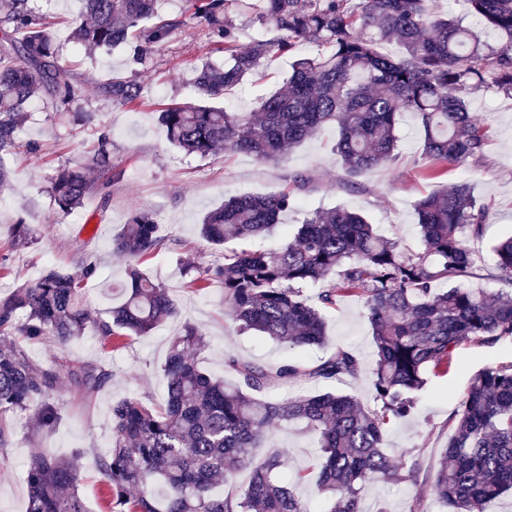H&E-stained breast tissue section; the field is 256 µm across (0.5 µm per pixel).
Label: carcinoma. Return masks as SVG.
<instances>
[{"label": "carcinoma", "mask_w": 512, "mask_h": 512, "mask_svg": "<svg viewBox=\"0 0 512 512\" xmlns=\"http://www.w3.org/2000/svg\"><path fill=\"white\" fill-rule=\"evenodd\" d=\"M85 20L71 34L89 52L133 47L148 62L146 46L166 41L179 22L155 14L157 0H81ZM210 38L224 47V66H193L201 97L216 99L239 87L271 54L294 51L302 40L325 51L298 57L284 87L253 112L207 105H171L158 112L168 141L203 159L245 152L263 161L328 129L343 167L362 174L398 157L396 124L403 113L418 120L426 175L448 163L480 156L487 123L470 111L468 95L494 76L512 97V0H467L470 25L437 15L428 0H260L258 20L272 37L241 50L235 43L233 7L243 0H186ZM38 0H0V155L17 146V133L38 95L67 106L76 88L53 65L56 48L42 29ZM382 42L400 52L389 55ZM98 96L123 106L143 104L142 88L127 77L97 87ZM91 166L108 185L123 176L112 155V136L102 130ZM94 183L62 168L50 192L64 214L77 209ZM295 206L287 191L234 196L207 212L203 238L216 246L269 235ZM421 246L401 248L377 234L365 216L336 206L312 213L292 241L271 250H230L224 263L191 267L190 283L216 280L224 303L242 331H256L289 347L322 346L321 310L343 297L360 299L375 345L372 393L364 409L350 394L324 392L284 400L263 397L277 382L341 381L363 371L356 353L339 348L308 364L292 357L275 371L229 354L224 368L232 383L206 372L195 355L206 347L204 331L187 323L169 343L164 365L165 398L149 407L135 396L112 405V442L96 464L119 512H314L296 486L276 477L285 452L258 457L269 431L301 424L317 437L322 460L317 493L334 498L330 512H363L364 491L381 481L413 480L416 471L397 466L384 452L388 425L411 414L426 376L448 375L464 342L495 345L512 340V290L490 293L463 281L479 276L468 240L483 235L488 207L467 182L442 187L416 202ZM165 241L148 213H131L112 238V251L137 261L161 251ZM492 251L498 277L512 286V237ZM336 273L318 297L300 288ZM54 267L0 296V449L9 447L14 418L35 410L32 434L61 420L54 400L61 373L70 389L87 396L105 386L108 374L94 364L62 371L32 360L15 336L54 338L66 344L92 325L105 341L122 334L145 336L178 315L168 291L131 266L121 301L104 319L80 305L79 279ZM451 433L431 480L434 496L450 512H484V505L512 492V362L487 368L471 380L449 419ZM31 452L24 468L27 512H87L79 494L78 461ZM247 469L250 480L237 495H218Z\"/></svg>", "instance_id": "carcinoma-1"}]
</instances>
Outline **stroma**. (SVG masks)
<instances>
[{
    "label": "stroma",
    "instance_id": "obj_1",
    "mask_svg": "<svg viewBox=\"0 0 512 512\" xmlns=\"http://www.w3.org/2000/svg\"><path fill=\"white\" fill-rule=\"evenodd\" d=\"M41 5L48 30L59 46L55 64L78 91L69 109L83 113L85 120L70 124L59 116L53 100L44 96L31 103L32 117L18 133L19 146L4 159L10 179L0 187V256L6 257L10 273L0 279V286L8 290L36 281L48 265L72 274L91 266L96 273L82 283V303L95 311H109L112 289L124 280L127 267L126 259L113 253L112 238L131 212L145 210L153 213L166 244L142 260L139 268L167 288L179 314L148 335L123 337L109 344L91 328L67 344L25 342L28 355L39 363H92L108 373L109 381L94 395L81 397L74 395L67 379H60L55 399L62 419L36 441L28 439L31 414L14 419L12 443L0 452V512H26L23 464L35 446L60 457L85 449L79 494L87 512H107L94 454L106 451L111 442V405L130 395L149 405L162 402L168 340L185 323L203 327L207 346L198 362L219 377L225 374L224 357L228 354L270 368L293 356V349L286 345L254 332H240L224 303L220 283L201 290L185 285L189 266H214L224 261L223 248L200 236L199 223L225 198L295 190L292 175L310 177L307 188L296 190L299 205L283 214L276 232L247 241V248L252 250L279 246L308 214L336 205L361 212L378 234L415 247L420 243L417 200L460 181L470 183L477 200L489 208L482 239L470 243L479 263L492 267V245L512 233V97L493 83L468 96L471 111L490 123L483 154L444 167L434 179L424 176L418 165L422 140L418 123L409 113L397 124L398 159L360 175L344 169L329 133L306 140L271 162L243 153L201 159L172 146L156 119L162 105L200 103L194 83L195 61L224 60L204 23L187 11L183 0H158L160 16L178 20L179 26L166 42L151 46L150 59L143 65L135 63L126 49L90 56L69 41L71 28L82 20L80 0H41ZM290 63L287 55L265 59L257 75L225 95V110L253 111L261 99L281 86ZM115 76L140 83L147 105L133 109L99 97L98 85ZM105 128L112 132V150L124 177L89 194L72 214L62 215L48 191L49 179L57 169L66 167L84 171L91 181H98V173L89 168V159ZM19 222L30 225L33 238L28 245L14 248L10 240L13 226ZM322 314L328 340L322 346L305 347L303 357L314 362L339 347L355 351L363 362V372L332 383L331 388L372 406L373 343L365 308L357 299L343 298ZM510 362L511 340L493 346L467 342L458 348L447 377H429L413 415L392 424L384 442L386 454L395 463L405 468L419 464V477L394 486H370L363 498L367 512H410L414 507L420 512H448L428 482L448 443V419L478 371ZM266 449L284 451V476L296 479L302 497L311 498L317 512H325L328 503L317 496L315 488L316 437L299 425L280 426L270 431Z\"/></svg>",
    "mask_w": 512,
    "mask_h": 512
}]
</instances>
